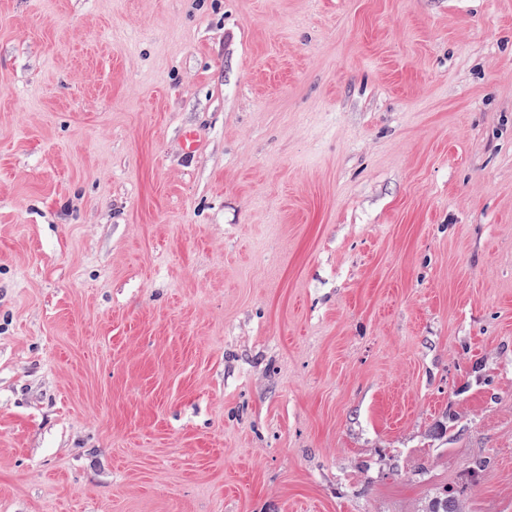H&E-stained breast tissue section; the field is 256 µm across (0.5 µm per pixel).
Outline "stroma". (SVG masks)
<instances>
[{
    "label": "stroma",
    "instance_id": "obj_1",
    "mask_svg": "<svg viewBox=\"0 0 512 512\" xmlns=\"http://www.w3.org/2000/svg\"><path fill=\"white\" fill-rule=\"evenodd\" d=\"M439 489L512 512V0H0V512Z\"/></svg>",
    "mask_w": 512,
    "mask_h": 512
}]
</instances>
